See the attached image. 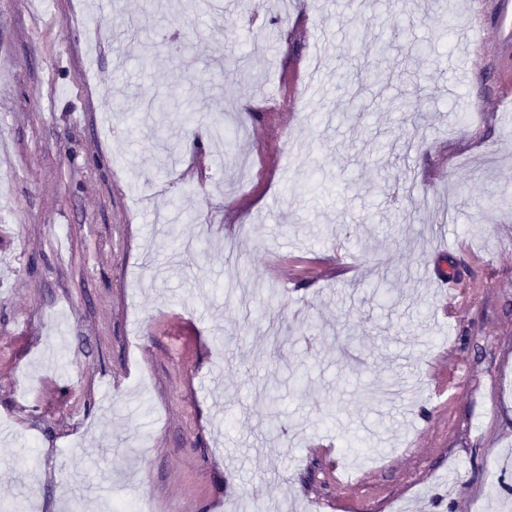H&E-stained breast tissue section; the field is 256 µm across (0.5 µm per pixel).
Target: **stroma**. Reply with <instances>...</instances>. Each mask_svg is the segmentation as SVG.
I'll return each instance as SVG.
<instances>
[{
	"mask_svg": "<svg viewBox=\"0 0 512 512\" xmlns=\"http://www.w3.org/2000/svg\"><path fill=\"white\" fill-rule=\"evenodd\" d=\"M343 2L0 0V512H512V0Z\"/></svg>",
	"mask_w": 512,
	"mask_h": 512,
	"instance_id": "obj_1",
	"label": "stroma"
}]
</instances>
